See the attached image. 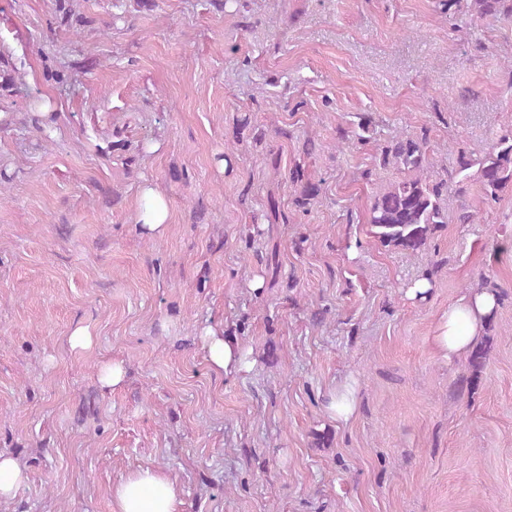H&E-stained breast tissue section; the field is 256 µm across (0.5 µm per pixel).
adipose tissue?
Masks as SVG:
<instances>
[{
  "mask_svg": "<svg viewBox=\"0 0 512 512\" xmlns=\"http://www.w3.org/2000/svg\"><path fill=\"white\" fill-rule=\"evenodd\" d=\"M494 307V294L483 288L473 289L449 305L433 338L438 355L449 360L470 351ZM200 339L215 371L225 373L247 368L248 361L241 347L225 340L218 330L206 328ZM180 495L181 489L174 478L162 471L141 467L113 486L112 512H176Z\"/></svg>",
  "mask_w": 512,
  "mask_h": 512,
  "instance_id": "ef3b65f1",
  "label": "adipose tissue"
}]
</instances>
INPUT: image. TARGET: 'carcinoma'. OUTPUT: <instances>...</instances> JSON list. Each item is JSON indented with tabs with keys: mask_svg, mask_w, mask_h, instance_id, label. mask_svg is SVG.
<instances>
[{
	"mask_svg": "<svg viewBox=\"0 0 512 512\" xmlns=\"http://www.w3.org/2000/svg\"><path fill=\"white\" fill-rule=\"evenodd\" d=\"M214 5L239 16L242 29L250 28L248 0H214ZM438 8L450 20L466 14L486 22L512 19V0H438ZM375 163L397 170L399 177L373 198L366 219L371 234L384 247L417 251L448 223L450 197L463 196L465 181L473 178L479 182L488 205L497 203L500 194L512 188V131L499 136L478 157L472 151H457L455 167L446 178L430 174L433 163L424 131L393 137L375 157ZM289 181L298 186L295 211L308 212L320 193V183L305 177L298 166L289 170ZM489 350L490 345L481 343L469 352L471 391L479 387Z\"/></svg>",
	"mask_w": 512,
	"mask_h": 512,
	"instance_id": "cac0c4a2",
	"label": "carcinoma"
}]
</instances>
